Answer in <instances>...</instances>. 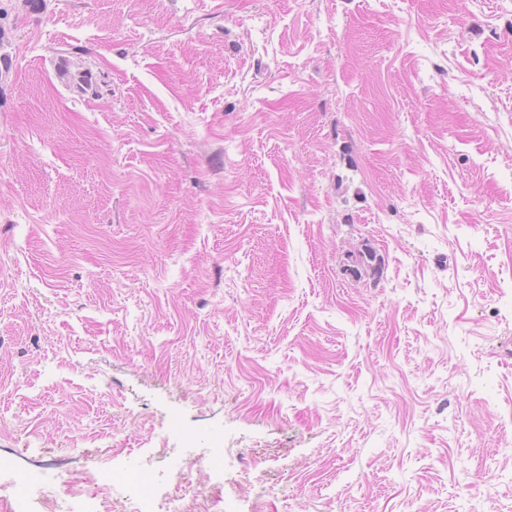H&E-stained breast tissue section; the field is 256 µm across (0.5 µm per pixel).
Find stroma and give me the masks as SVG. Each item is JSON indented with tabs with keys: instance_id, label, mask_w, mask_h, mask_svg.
Returning <instances> with one entry per match:
<instances>
[{
	"instance_id": "stroma-1",
	"label": "stroma",
	"mask_w": 512,
	"mask_h": 512,
	"mask_svg": "<svg viewBox=\"0 0 512 512\" xmlns=\"http://www.w3.org/2000/svg\"><path fill=\"white\" fill-rule=\"evenodd\" d=\"M0 53L1 460L512 512V0H0Z\"/></svg>"
}]
</instances>
